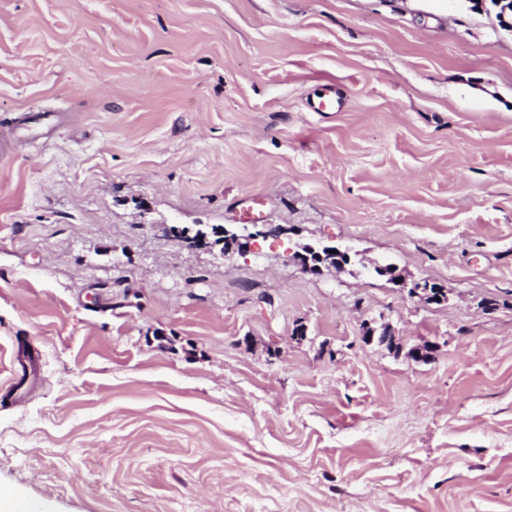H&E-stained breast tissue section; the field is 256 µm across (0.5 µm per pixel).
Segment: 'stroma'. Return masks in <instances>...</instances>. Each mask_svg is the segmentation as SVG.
I'll use <instances>...</instances> for the list:
<instances>
[{"label":"stroma","instance_id":"1","mask_svg":"<svg viewBox=\"0 0 512 512\" xmlns=\"http://www.w3.org/2000/svg\"><path fill=\"white\" fill-rule=\"evenodd\" d=\"M326 84L340 110L312 111ZM168 222L283 232L242 255ZM322 240L351 263L303 271ZM386 324L405 352L363 342ZM5 491L512 512V31L491 0H0Z\"/></svg>","mask_w":512,"mask_h":512}]
</instances>
